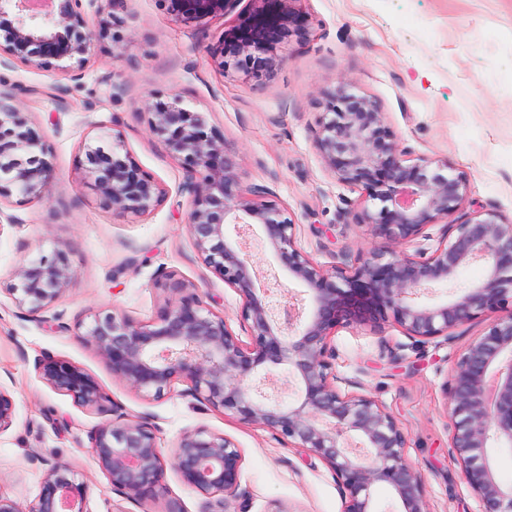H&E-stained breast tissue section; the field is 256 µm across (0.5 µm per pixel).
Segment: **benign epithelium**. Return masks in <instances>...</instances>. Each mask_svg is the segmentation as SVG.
<instances>
[{
	"label": "benign epithelium",
	"mask_w": 512,
	"mask_h": 512,
	"mask_svg": "<svg viewBox=\"0 0 512 512\" xmlns=\"http://www.w3.org/2000/svg\"><path fill=\"white\" fill-rule=\"evenodd\" d=\"M168 14L200 22L233 11L237 0H166ZM250 9L224 30L213 49L226 76L271 75L291 38L305 35L299 0H249ZM112 0H0V66L23 64L44 71L82 68L97 39L112 35ZM94 16L89 21L88 15ZM315 148L324 168L341 184L367 191L374 208L354 221L377 238L354 263L326 267L303 252L286 210L261 203L242 182L226 154L224 138L203 115L159 102L151 106L150 132L191 174L192 204L185 216L203 262L241 300V339L224 316L206 306L197 289L174 274L159 283L166 294L156 318L140 322L99 313L83 333L112 377L144 398L158 399L174 384L244 424L260 425L288 448L319 459L342 490L343 512H376L372 488L388 485L398 512H429L421 474L404 461L406 435L394 416L371 396L343 393L334 371L332 337L351 324L389 323L419 344L446 341L487 312L512 304V220L495 210L461 214L466 180L410 163L386 124L380 105L338 85L326 94ZM83 147L82 169L112 213L141 216L166 192L144 172L117 131ZM48 148L30 126L16 97L0 91V198L41 200L56 182ZM440 224L430 251L399 249ZM259 231L279 266L305 289L310 308L288 296L275 313L263 272L247 250ZM482 263L485 279L441 303L422 297L450 284L466 266ZM10 288L30 313L50 307L65 292L71 267L62 251L51 259L21 263ZM288 360L299 398L284 405L263 391L269 364ZM41 379L81 407L105 417L92 435V454L112 490L131 503L153 494L171 464L181 482L204 496L200 512H249L242 488L243 454L230 436L195 428L182 432L165 461L155 427L129 417L107 397L98 380L62 359L36 362ZM442 391L452 406V457L482 512H512V488L496 478L490 449L512 447V307L471 343ZM15 417V400L0 387V433ZM89 485L66 462L49 464L28 512H85Z\"/></svg>",
	"instance_id": "1"
}]
</instances>
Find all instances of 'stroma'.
<instances>
[{"label": "stroma", "mask_w": 512, "mask_h": 512, "mask_svg": "<svg viewBox=\"0 0 512 512\" xmlns=\"http://www.w3.org/2000/svg\"><path fill=\"white\" fill-rule=\"evenodd\" d=\"M307 34L292 38L273 77L224 76L210 50L236 14L180 22L161 0H115L120 42L95 41L80 72L0 67V89L46 144L56 185L46 198L0 202V387L16 402L0 433V494L27 512L49 462L69 463L91 488L87 512H199L202 495L167 471L154 494L130 503L112 491L94 462L90 436L103 421L45 384L35 368L50 355L97 378L124 414L148 418L162 454L185 430L204 427L242 449L241 484L250 512H342L328 468L287 448L265 428L214 410L176 383L155 400L113 380L82 335L95 314L153 320L163 304L157 282L168 272L197 288L239 330V296L200 258L184 224L187 173L148 128L155 102L180 100L203 113L224 138L256 199L287 209L298 247L334 265L367 253L375 240L352 216L365 190L338 183L315 150L324 93L338 84L376 100L409 159L449 165L468 182L464 210L512 217V0H301ZM120 130L140 167L166 190L142 216L104 208L79 168L84 144ZM64 251L72 268L66 293L32 314L10 292L20 263ZM486 314L451 341L415 345L390 325H351L332 338L337 386L377 400L407 437L404 458L424 481L430 512H481L450 450L451 410L442 385L470 343L494 321Z\"/></svg>", "instance_id": "1"}]
</instances>
